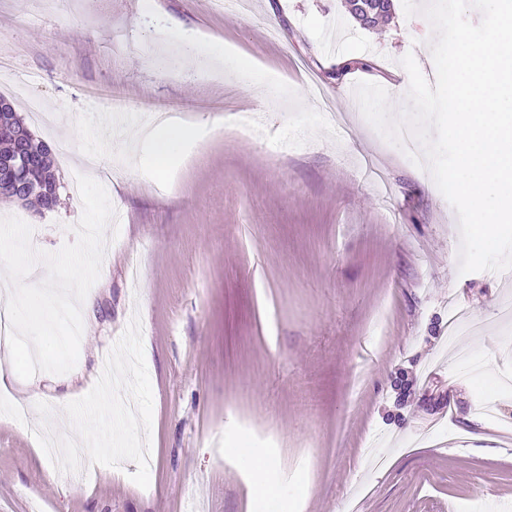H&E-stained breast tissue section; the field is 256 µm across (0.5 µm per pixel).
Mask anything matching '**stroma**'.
<instances>
[{
  "label": "stroma",
  "instance_id": "obj_1",
  "mask_svg": "<svg viewBox=\"0 0 512 512\" xmlns=\"http://www.w3.org/2000/svg\"><path fill=\"white\" fill-rule=\"evenodd\" d=\"M363 28L344 0H0V95L34 138L66 140L59 200L0 198L34 248L75 241L74 177L93 156L115 220L88 293L75 368L15 379L0 408V512H497L512 502V270L460 274L458 217L427 170L342 98L350 84L406 100L413 54L434 81L422 14L393 0ZM256 80L197 77L183 32ZM277 87L269 97V87ZM312 110H302L297 95ZM54 120L30 122L28 98ZM189 130L158 166L155 111ZM253 113L258 135L235 124ZM137 277H130V268ZM461 311L471 335L452 341ZM153 393L150 483L58 472L36 402L57 419L85 395L132 317ZM263 456L273 496L250 491Z\"/></svg>",
  "mask_w": 512,
  "mask_h": 512
}]
</instances>
